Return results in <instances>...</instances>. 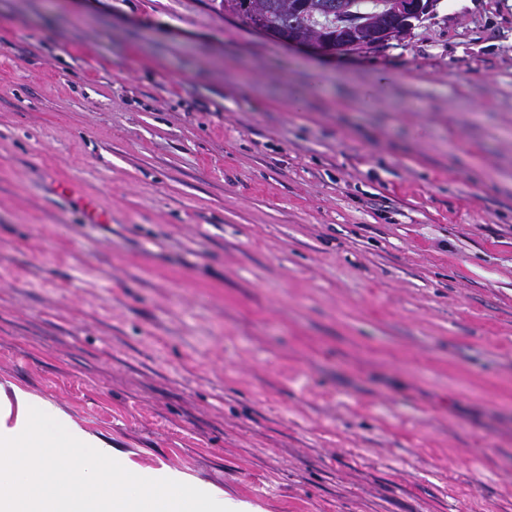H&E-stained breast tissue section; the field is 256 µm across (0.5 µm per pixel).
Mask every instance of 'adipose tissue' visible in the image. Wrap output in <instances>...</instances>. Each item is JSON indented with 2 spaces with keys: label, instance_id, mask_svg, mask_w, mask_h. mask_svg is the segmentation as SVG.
<instances>
[{
  "label": "adipose tissue",
  "instance_id": "adipose-tissue-1",
  "mask_svg": "<svg viewBox=\"0 0 512 512\" xmlns=\"http://www.w3.org/2000/svg\"><path fill=\"white\" fill-rule=\"evenodd\" d=\"M88 448L90 463L73 474L51 448ZM123 451L70 422L64 412L21 389L0 395V512H256L222 491L204 496L186 476L171 472L135 486L113 478Z\"/></svg>",
  "mask_w": 512,
  "mask_h": 512
}]
</instances>
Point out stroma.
Segmentation results:
<instances>
[{
	"instance_id": "stroma-1",
	"label": "stroma",
	"mask_w": 512,
	"mask_h": 512,
	"mask_svg": "<svg viewBox=\"0 0 512 512\" xmlns=\"http://www.w3.org/2000/svg\"><path fill=\"white\" fill-rule=\"evenodd\" d=\"M14 386L262 512H512V0L341 55L0 0Z\"/></svg>"
}]
</instances>
